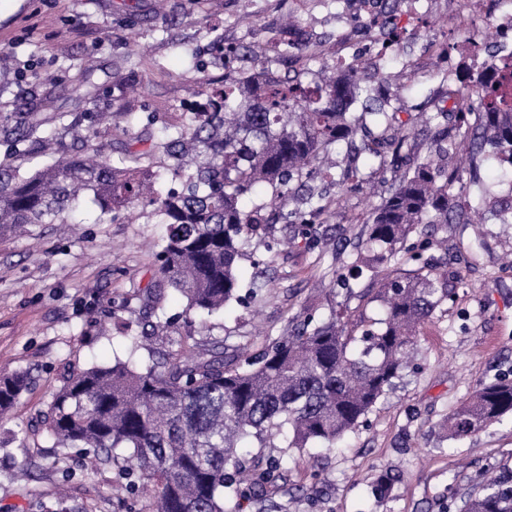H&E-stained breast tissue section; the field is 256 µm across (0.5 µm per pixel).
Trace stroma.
<instances>
[{"label":"stroma","mask_w":512,"mask_h":512,"mask_svg":"<svg viewBox=\"0 0 512 512\" xmlns=\"http://www.w3.org/2000/svg\"><path fill=\"white\" fill-rule=\"evenodd\" d=\"M350 0H0V115L22 105L83 112L79 99L60 98L57 84L92 71L102 158L121 155L136 137L162 136L194 86L222 75L221 46L248 47L263 59L270 38L288 16L322 39L328 63L336 40L357 42L346 24ZM438 16L422 0L401 34L399 52L368 58L369 68L393 70L397 59L413 66L390 86L393 111L434 113L448 88L435 80L426 38ZM140 79L142 93L119 95L116 85ZM154 123H129L128 113ZM400 172L388 163L365 166L360 189L334 196L331 214L305 216V228L276 224L278 245L258 248L267 273L248 306L187 323L184 298L165 289L157 317H172L167 336L131 351L143 331V303L157 279L156 247L166 232L150 210L117 209L106 223L92 208L66 224H26L0 231V375L23 371L31 384L9 419L0 422V512H137L138 499L116 494L115 471L81 475L78 450L52 451L38 424L53 393L73 371L132 359L151 363L198 331L206 349L225 358L254 353L286 335L289 319L318 303L326 316L347 302L353 319L383 318L379 302L346 298L338 277L348 273L364 220ZM447 240L448 285L455 296L446 312L423 325L417 371L397 380L355 430L336 447L300 452L288 463L277 503L283 512H445L484 471L512 470V418L462 440H443L439 425L482 382L512 375V270L500 258L512 252V226L488 225L481 242L459 224L434 225ZM396 480L385 497L373 489L383 472Z\"/></svg>","instance_id":"obj_1"}]
</instances>
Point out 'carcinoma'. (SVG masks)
Returning a JSON list of instances; mask_svg holds the SVG:
<instances>
[{"mask_svg": "<svg viewBox=\"0 0 512 512\" xmlns=\"http://www.w3.org/2000/svg\"><path fill=\"white\" fill-rule=\"evenodd\" d=\"M283 29L270 57L203 83L164 136L113 162L75 156L22 174L11 162L19 144L47 153L60 127L83 129L88 142L96 130L90 114L45 115L36 106L14 113L0 158V228L63 224L86 201L100 221L126 204L148 205L167 225L158 273L186 299L185 313L210 316L243 300L240 261L269 234L267 209L286 224L326 216L324 187H356L364 166L388 149L405 160L411 133L394 126L382 91L396 73L379 79L364 65L323 63L316 70L318 55L296 56L294 17ZM464 91L481 111L467 113L452 145L444 137L406 164L365 221L370 255L358 276L378 286L383 319L360 326L345 310L321 320L308 312L288 335L231 363L182 342L151 365L118 359L73 372L40 414L55 454L80 449L92 473L123 459L117 485L130 495L153 488L141 512H236L235 498L272 501L292 449L331 447L353 431L410 368L419 328L452 296L447 272L423 258V244L402 253L396 244L423 224H512V186L495 196L465 178L479 156L512 166V70L498 69L492 84L475 72ZM258 188L268 202L244 208L241 199ZM410 262L414 269L394 272ZM27 386L23 373L0 376V418ZM507 416L512 379L499 375L446 418L444 437L461 440ZM270 436L282 444L265 466L242 452L243 441L264 448ZM463 512H512V471L482 477Z\"/></svg>", "mask_w": 512, "mask_h": 512, "instance_id": "cac0c4a2", "label": "carcinoma"}]
</instances>
